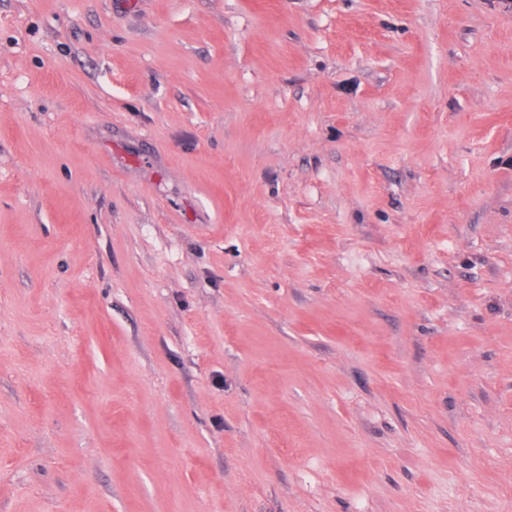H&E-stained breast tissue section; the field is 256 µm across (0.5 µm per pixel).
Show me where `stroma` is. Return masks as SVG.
I'll return each mask as SVG.
<instances>
[{
  "label": "stroma",
  "mask_w": 512,
  "mask_h": 512,
  "mask_svg": "<svg viewBox=\"0 0 512 512\" xmlns=\"http://www.w3.org/2000/svg\"><path fill=\"white\" fill-rule=\"evenodd\" d=\"M0 512H512V0H0Z\"/></svg>",
  "instance_id": "35a3bbf8"
}]
</instances>
